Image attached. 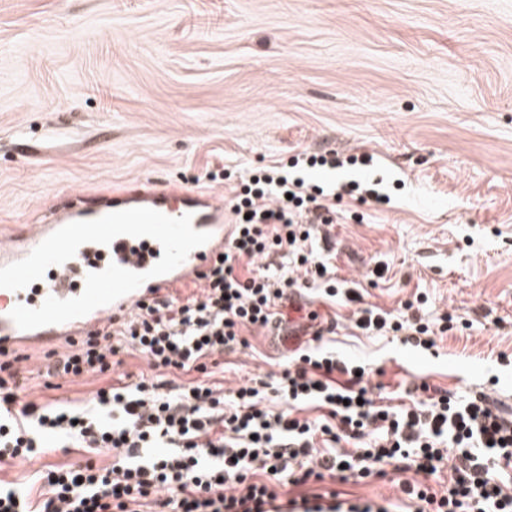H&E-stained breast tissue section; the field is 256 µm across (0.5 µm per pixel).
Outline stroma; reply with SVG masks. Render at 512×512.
<instances>
[{
	"mask_svg": "<svg viewBox=\"0 0 512 512\" xmlns=\"http://www.w3.org/2000/svg\"><path fill=\"white\" fill-rule=\"evenodd\" d=\"M373 156L307 170L380 182L344 199L316 250L364 303L425 296L467 329L422 352L352 328L324 344L369 364L381 402L421 381L490 393L512 412V0H0V236L71 191L155 180L217 197L238 172L302 151ZM224 358V388L279 371L288 339L258 330ZM25 399H89L102 378L45 382L28 349Z\"/></svg>",
	"mask_w": 512,
	"mask_h": 512,
	"instance_id": "1",
	"label": "stroma"
}]
</instances>
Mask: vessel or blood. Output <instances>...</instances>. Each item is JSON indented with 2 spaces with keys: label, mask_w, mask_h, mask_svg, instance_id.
Returning a JSON list of instances; mask_svg holds the SVG:
<instances>
[{
  "label": "vessel or blood",
  "mask_w": 512,
  "mask_h": 512,
  "mask_svg": "<svg viewBox=\"0 0 512 512\" xmlns=\"http://www.w3.org/2000/svg\"><path fill=\"white\" fill-rule=\"evenodd\" d=\"M137 207L152 208L172 218L191 215L194 229L210 232L211 238L193 250L176 269L147 280L135 291L84 317L32 330L19 329L10 317L16 305L36 308L50 296L73 298L82 293L88 273L103 270L109 263L142 273L150 270L162 257L160 244L148 237L120 236L107 246L95 243L82 245L72 259L49 267L44 278L29 287L20 291L0 289V350H11L20 344L32 347L52 345L100 326L108 318L119 319L128 315L138 302L152 297L155 289L175 287L187 276L204 270L221 251L231 230L227 209L211 194L152 183L136 190L79 192L71 195L65 205H50L36 224L10 235L7 242L0 245V266L25 258L50 234L69 223L94 220L114 211Z\"/></svg>",
  "instance_id": "vessel-or-blood-1"
}]
</instances>
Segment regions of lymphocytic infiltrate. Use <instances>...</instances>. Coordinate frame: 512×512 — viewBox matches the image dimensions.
<instances>
[{
  "label": "lymphocytic infiltrate",
  "instance_id": "1",
  "mask_svg": "<svg viewBox=\"0 0 512 512\" xmlns=\"http://www.w3.org/2000/svg\"><path fill=\"white\" fill-rule=\"evenodd\" d=\"M302 164L329 170L343 161L332 150L300 153L250 172L224 201L233 229L222 258L199 273V293H159L46 365L50 377L107 375L117 356L132 352L149 375L99 388L78 406L26 401L15 357L0 354V466L37 460L52 442L93 453L78 465L37 470L34 490L0 480V512H512L500 482L512 468V415L486 394L458 400L424 382L416 405L394 411L370 396L363 364L321 345L229 392L190 380L247 348L245 330L266 329L297 286L343 297L356 306V328L402 335L423 351L461 323L450 312L419 315L410 301L395 314L361 306L314 249L316 227L332 223L344 196L362 204L389 197L368 183H312L298 173ZM273 255L287 266L268 265ZM309 405L324 416L298 418ZM343 441L352 451L337 452ZM100 455L107 464L97 463ZM451 457L447 487L436 490L428 480ZM329 478H386L403 497L347 506Z\"/></svg>",
  "mask_w": 512,
  "mask_h": 512
}]
</instances>
